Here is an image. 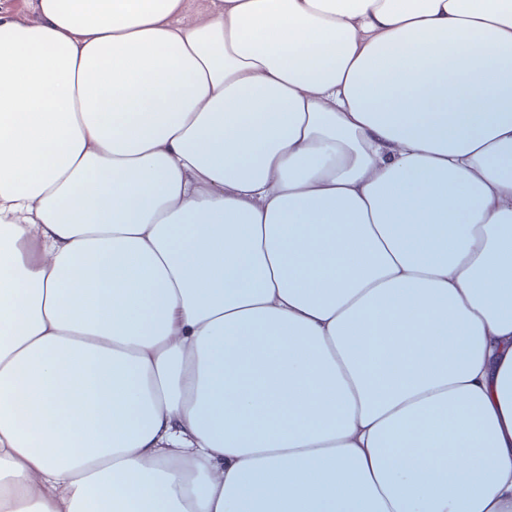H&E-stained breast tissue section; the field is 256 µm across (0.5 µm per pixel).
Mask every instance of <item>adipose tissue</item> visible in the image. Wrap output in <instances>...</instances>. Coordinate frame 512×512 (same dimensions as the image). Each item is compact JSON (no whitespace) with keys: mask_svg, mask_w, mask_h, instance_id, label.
Here are the masks:
<instances>
[{"mask_svg":"<svg viewBox=\"0 0 512 512\" xmlns=\"http://www.w3.org/2000/svg\"><path fill=\"white\" fill-rule=\"evenodd\" d=\"M0 10V512H512V0Z\"/></svg>","mask_w":512,"mask_h":512,"instance_id":"1","label":"adipose tissue"}]
</instances>
